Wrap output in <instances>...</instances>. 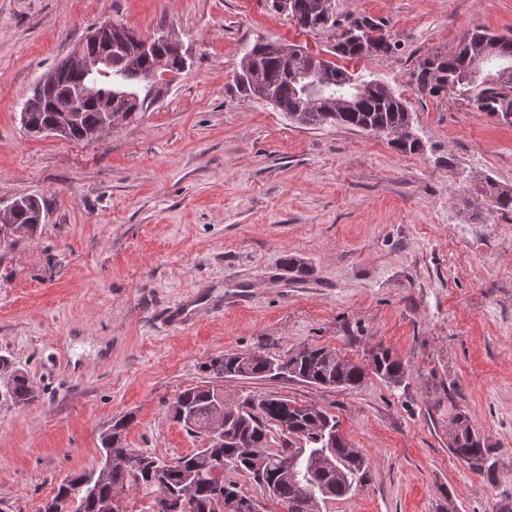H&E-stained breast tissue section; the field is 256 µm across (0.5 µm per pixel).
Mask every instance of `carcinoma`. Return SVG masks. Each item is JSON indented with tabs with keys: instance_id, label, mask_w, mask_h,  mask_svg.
I'll return each mask as SVG.
<instances>
[{
	"instance_id": "obj_1",
	"label": "carcinoma",
	"mask_w": 512,
	"mask_h": 512,
	"mask_svg": "<svg viewBox=\"0 0 512 512\" xmlns=\"http://www.w3.org/2000/svg\"><path fill=\"white\" fill-rule=\"evenodd\" d=\"M293 21L305 32L332 31L336 55L346 60L362 59L369 54H389L396 42L383 32L381 25L367 17L339 20L329 6L331 0H293ZM140 40L132 30L112 26L99 44H86L85 55L94 57L109 48L112 71L87 77L58 64L25 101L21 122L25 131L38 136L63 119L60 111L77 92L83 79L96 82L100 90L112 92V115L129 121L147 109L151 95H159L163 74H155L158 60L169 64V71L182 69V56L173 55V46L164 36L150 39L149 52L136 51ZM312 74L299 73L289 59L256 43L244 55L238 83L251 95L284 113L288 119L309 127L344 125L373 132L387 138L402 153H418L422 145L414 133L407 102L387 84L354 76L319 54H308ZM498 66V86L480 79L482 66ZM410 83L420 93L438 96L454 93L466 98L478 110L498 121L512 115V38L490 33L482 26L470 29L449 53L433 52L419 62L410 75ZM146 87L145 96L139 89ZM105 119L96 103L87 102L76 117L67 122L69 141H95ZM478 195L491 199L499 210L512 211V187L499 185L485 177ZM9 215L0 221V243L32 236L43 219V203L36 197L22 196L11 202ZM373 374L398 385L406 375L405 364L387 349L370 354ZM216 377L275 378L286 376L322 387L354 388L365 379L366 368L345 360L326 347L303 346L285 358L253 352L227 353L208 365ZM224 391L217 385L199 384L181 391L171 407L173 420L186 432L208 441V447L160 461L140 453L142 466L131 471L124 464L130 453L126 430L134 417L125 415L102 433L103 466L107 477L97 470L73 473L57 485L56 493L42 506L41 512H102V503L125 487L158 488L155 480L166 474L165 492L151 500L146 512H216L214 487H224L225 498L235 503L231 512H243L240 506L257 501L242 494L236 483L224 478V471L245 474L263 495L279 505L282 512H320V503L348 495L354 484L367 473L364 457L347 442L325 448L320 442L326 427H336L335 417L312 406H293L274 395H252L242 402L224 407V439L217 444L207 432L212 407L221 403ZM38 393L25 373L7 356L0 355V400L15 406H27ZM451 451L472 469L489 470L490 449L468 418L462 414L451 421ZM265 451L262 472L264 482L253 477L257 465L255 449ZM223 459L220 472L204 466V455ZM290 461L293 471L302 475L298 483L282 466Z\"/></svg>"
}]
</instances>
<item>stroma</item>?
<instances>
[{
    "instance_id": "1",
    "label": "stroma",
    "mask_w": 512,
    "mask_h": 512,
    "mask_svg": "<svg viewBox=\"0 0 512 512\" xmlns=\"http://www.w3.org/2000/svg\"><path fill=\"white\" fill-rule=\"evenodd\" d=\"M332 7L396 41L347 68L402 95L421 153L296 124L243 91L255 43H335L267 0H0V205L34 196L46 212L0 248V354L39 394L0 402V512H40L67 475L98 467L102 431L129 413V448L169 461L204 447L173 421L175 396L213 380L219 355L305 345L364 366L383 347L407 368L402 384L370 373L354 389L224 379L226 401L270 394L335 416L368 470L322 512H495L512 498V212L474 191L484 177L512 186V126L409 83L475 26L512 36V0ZM105 21L175 36L186 67L101 139L28 136L37 82ZM191 297L193 321L160 322ZM460 413L491 448L490 473L452 453Z\"/></svg>"
}]
</instances>
